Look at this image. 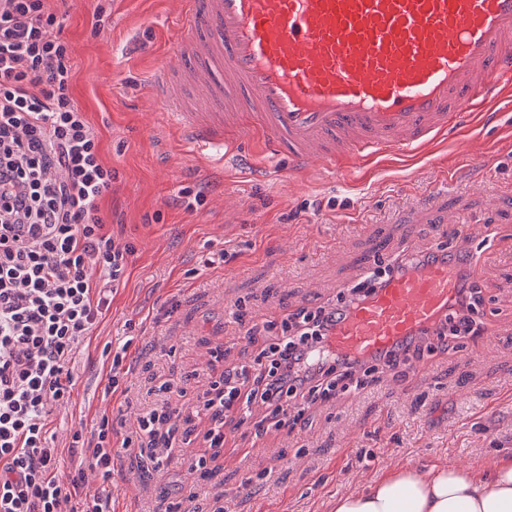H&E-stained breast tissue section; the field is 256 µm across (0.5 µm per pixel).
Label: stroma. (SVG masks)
<instances>
[{
  "mask_svg": "<svg viewBox=\"0 0 512 512\" xmlns=\"http://www.w3.org/2000/svg\"><path fill=\"white\" fill-rule=\"evenodd\" d=\"M104 8L103 25L94 13ZM180 0H68L62 36L72 48L70 94L86 112L116 175L102 203L116 236L133 244L125 280L105 318L72 358L71 403L51 424L60 479L79 452L74 431L102 414L122 416L131 447L112 450L111 483L86 469L85 487L109 494L112 512H331L337 496L364 490L400 467L460 464L492 471L512 455V154L492 179L471 172L444 184L443 168L512 135V105L493 123L466 128L433 152H387L361 168L295 182L288 162L217 148L185 147L150 81L168 45L183 38ZM417 206L413 224H392L395 205ZM472 214L496 231L471 242L481 262L480 317L494 332L460 347L423 352L425 372L374 374L365 387L318 400L292 428L224 426L210 448L196 396L226 369L249 362L297 309L337 304L367 257L431 246L444 210ZM122 357L108 392L104 348ZM172 382L174 434L137 436L148 390ZM205 458V472L190 469Z\"/></svg>",
  "mask_w": 512,
  "mask_h": 512,
  "instance_id": "35a3bbf8",
  "label": "stroma"
}]
</instances>
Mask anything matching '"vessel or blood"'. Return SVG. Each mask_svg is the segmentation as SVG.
Here are the masks:
<instances>
[{"mask_svg":"<svg viewBox=\"0 0 512 512\" xmlns=\"http://www.w3.org/2000/svg\"><path fill=\"white\" fill-rule=\"evenodd\" d=\"M181 28L152 94L184 143L258 141L297 181L426 149L512 96V0H186ZM451 222L454 247L389 274L337 321L331 351L382 354L445 324L479 279L476 226Z\"/></svg>","mask_w":512,"mask_h":512,"instance_id":"1","label":"vessel or blood"}]
</instances>
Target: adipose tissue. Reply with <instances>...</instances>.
<instances>
[{
  "label": "adipose tissue",
  "instance_id": "obj_1",
  "mask_svg": "<svg viewBox=\"0 0 512 512\" xmlns=\"http://www.w3.org/2000/svg\"><path fill=\"white\" fill-rule=\"evenodd\" d=\"M333 512H512V456L485 475L453 465L396 470L337 497Z\"/></svg>",
  "mask_w": 512,
  "mask_h": 512
}]
</instances>
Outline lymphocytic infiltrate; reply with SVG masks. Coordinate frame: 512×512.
<instances>
[{
    "instance_id": "f902f5d3",
    "label": "lymphocytic infiltrate",
    "mask_w": 512,
    "mask_h": 512,
    "mask_svg": "<svg viewBox=\"0 0 512 512\" xmlns=\"http://www.w3.org/2000/svg\"><path fill=\"white\" fill-rule=\"evenodd\" d=\"M71 54L48 0H0V512H67L83 472L59 480L51 418L71 395L73 349L105 317L134 252L101 211L114 176L70 95ZM365 297L359 284L337 306L288 315L275 349L199 393L210 447L224 444L226 414L247 416L258 404L276 415L295 409L300 420L338 382L408 365L420 338L368 360L326 350L338 315ZM481 300V289L463 283L449 339L481 333L473 318ZM115 433L104 415L90 435L71 440L107 482Z\"/></svg>"
}]
</instances>
